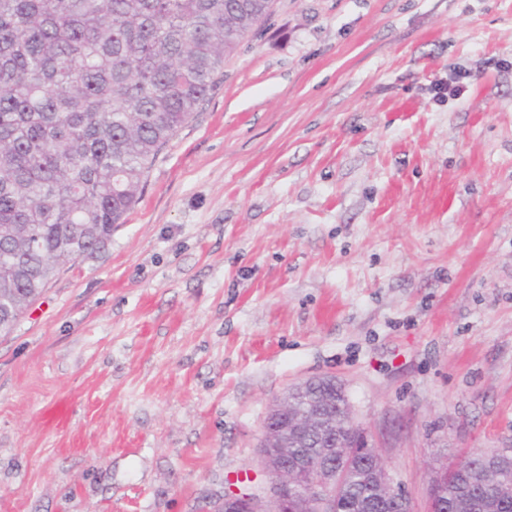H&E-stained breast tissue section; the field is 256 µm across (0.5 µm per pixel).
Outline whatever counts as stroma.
I'll return each instance as SVG.
<instances>
[{"label": "stroma", "mask_w": 512, "mask_h": 512, "mask_svg": "<svg viewBox=\"0 0 512 512\" xmlns=\"http://www.w3.org/2000/svg\"><path fill=\"white\" fill-rule=\"evenodd\" d=\"M139 195L0 336V512H216L323 375L414 512L512 447V0H274Z\"/></svg>", "instance_id": "obj_1"}]
</instances>
